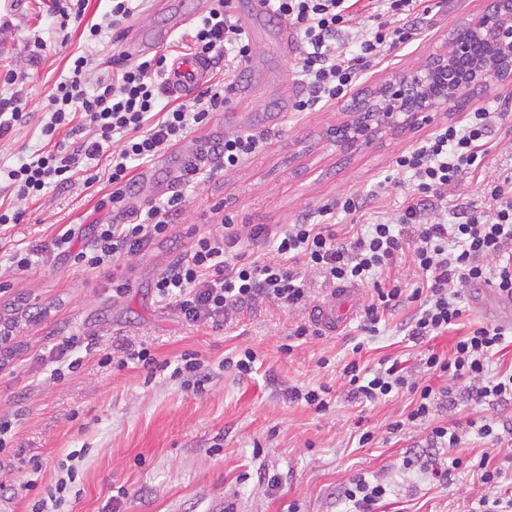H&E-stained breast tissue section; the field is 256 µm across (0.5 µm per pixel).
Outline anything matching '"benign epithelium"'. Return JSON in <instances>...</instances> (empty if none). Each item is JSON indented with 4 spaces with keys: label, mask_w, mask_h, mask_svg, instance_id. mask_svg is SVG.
I'll use <instances>...</instances> for the list:
<instances>
[{
    "label": "benign epithelium",
    "mask_w": 512,
    "mask_h": 512,
    "mask_svg": "<svg viewBox=\"0 0 512 512\" xmlns=\"http://www.w3.org/2000/svg\"><path fill=\"white\" fill-rule=\"evenodd\" d=\"M433 64L388 79L371 99V112H357L335 130L334 143L349 149L383 130L416 124L461 98L512 80V0H487L448 32Z\"/></svg>",
    "instance_id": "benign-epithelium-1"
}]
</instances>
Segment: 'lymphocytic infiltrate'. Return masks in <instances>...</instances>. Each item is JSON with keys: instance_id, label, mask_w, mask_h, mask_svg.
I'll list each match as a JSON object with an SVG mask.
<instances>
[{"instance_id": "f902f5d3", "label": "lymphocytic infiltrate", "mask_w": 512, "mask_h": 512, "mask_svg": "<svg viewBox=\"0 0 512 512\" xmlns=\"http://www.w3.org/2000/svg\"><path fill=\"white\" fill-rule=\"evenodd\" d=\"M53 2L60 30L78 26L88 44L139 9L135 0H111L110 10L93 23L85 19L89 0ZM262 2L301 36L293 69L307 85L308 95L296 102L299 112L344 97L359 80L361 64L382 59L387 51L411 41L417 33L415 19L427 11L423 0ZM364 12L376 20L375 30L361 29L358 16ZM251 53L249 36L226 11L224 0H217L200 17L188 46L189 56L228 73ZM167 69V54L133 60L122 53L113 59L110 73L101 76L90 51L72 54L67 76L54 85L41 106L40 135L52 142V149L11 166L0 165V224L6 225L22 223V202L41 199L48 189H65L78 182L93 187L99 180V163L107 164L109 190L96 208L108 211L109 220L91 225L89 247L72 251L75 232L67 227L58 232L53 247L70 254L84 270L116 269L112 292L118 297L129 288L121 269L151 245L174 237L187 206L185 188L207 174L234 171L265 146L263 134L248 131L185 147L188 134L207 127L223 111L234 84L221 79L194 97L172 99L164 84ZM497 118L489 109H476L464 126H443L395 158L394 168L411 174L414 183L397 224H374L356 237L340 239L336 214L360 212L365 201L357 193L342 196L338 208H322L318 215L292 224H253L244 234L237 225L221 223L195 233L181 247L158 273L155 292L161 301L175 305L187 324L209 321L220 326L242 308L266 301L291 309L305 305V276L314 273L335 284L372 288L364 332H375L384 312L413 303L417 311L408 325L411 339L422 342L447 333L464 313L461 298L466 289L485 284L512 298V177L500 182L480 180L488 202L484 210L463 212L460 220L446 224L421 221L463 175L478 177ZM172 149L183 153L179 190L162 201L140 197L136 162L154 160ZM259 247L270 248L269 260L253 259L251 251ZM406 250L427 281L409 292L399 281L381 279ZM505 343L504 329L481 325L459 339L451 354L427 351L420 360L423 378L411 377L396 362L367 370L352 361L343 368V380L351 398L363 403L411 393L413 408L390 428L397 433L410 424L426 427L424 444L414 446L407 457L414 463L436 450L458 447L466 433L476 432L483 439L493 436L494 427L487 422L433 421L435 392L425 379L448 377L450 384L442 391L447 399L454 393L453 382L463 380L471 400L490 406L511 402L512 374L493 375L488 369L489 355L502 351ZM99 362L121 368L133 363L152 372L168 368L173 377L182 378L185 388L199 394L209 380L197 354L190 352L181 354L172 366L147 347L127 344L118 354L102 355Z\"/></svg>"}]
</instances>
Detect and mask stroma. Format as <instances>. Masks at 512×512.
I'll use <instances>...</instances> for the list:
<instances>
[{
	"instance_id": "stroma-1",
	"label": "stroma",
	"mask_w": 512,
	"mask_h": 512,
	"mask_svg": "<svg viewBox=\"0 0 512 512\" xmlns=\"http://www.w3.org/2000/svg\"><path fill=\"white\" fill-rule=\"evenodd\" d=\"M429 15L422 34L361 68L359 82L346 96L320 102L299 112L297 100L307 94L292 63L301 48L294 29L259 11L257 0H231L229 11L252 32L253 53L233 76L232 104L217 113L199 138L218 139L235 131L264 133L267 145L237 170L220 173L188 188L187 210L175 241L154 245L137 258L129 272L130 290L112 294V273L85 272L62 255L29 276L0 275V316L11 305L33 317L17 331L10 360L0 368V418L12 420L11 453L43 461L36 489L20 498L0 490V512H31L63 473L62 460L75 450L76 478L68 484L60 512H355L342 491L356 476L381 482L389 490L377 512H470L485 486L473 464L488 457L502 478L494 496L512 498V438L500 445L467 434L455 448L442 449L436 460L405 466L404 456L425 432L417 427L400 433L390 423L404 418L411 397L403 393L375 404L347 395L342 369L357 361L367 369L381 361L401 360L416 369L427 349L450 354L458 339L478 325H503L506 310L491 288L475 286L465 295V312L457 325L429 343H416L403 328L416 311L409 303L386 313L374 335L360 328L354 313L336 334L310 336L293 343L289 335L308 321L309 308L290 310L274 302L252 307L224 326L186 324L174 306L157 301L152 283L161 268L186 244L191 232L229 220L245 224H289L302 214L315 215L357 192L365 207L355 217L337 213L340 224L391 222L404 208L412 189L410 175L394 171L392 162L406 149L447 123H464L479 107L503 113L492 133V149L483 161L487 180L512 175V83L493 82L490 90L449 111L432 113L418 125L380 134L343 151L332 141L336 127L350 120V103L375 91L398 73L418 69L444 43L463 17L480 10L484 0H426ZM212 0H146L130 21L155 52L167 50L164 32H192ZM51 0H0V17L10 26L0 32V76L14 73L15 86L27 111H38L50 88L67 72L71 53L81 50L79 32L66 47L40 51L34 34L54 26ZM38 120L16 127L0 140V162L45 149ZM178 155L170 152L137 167L141 194L166 198L176 189ZM95 198L82 185L54 190L25 203L23 223L0 226V265L7 248L23 242L47 244L63 224L106 221L95 211ZM78 332L95 341L99 354L63 383L48 384L51 348L62 336ZM149 347L158 359L173 360L185 352L208 362L213 378L204 393L184 390L168 376L147 379L140 368L120 369L99 362L100 353L121 345ZM249 347L258 360L254 373L237 376L222 369L224 358ZM326 385L330 408L316 413L289 401L288 388ZM486 419L512 423V407L501 409L459 400L455 409L438 405L433 418L445 421ZM372 431V444L359 437ZM460 458L462 468L450 481L439 482L434 469ZM278 477L268 488L260 479Z\"/></svg>"
}]
</instances>
